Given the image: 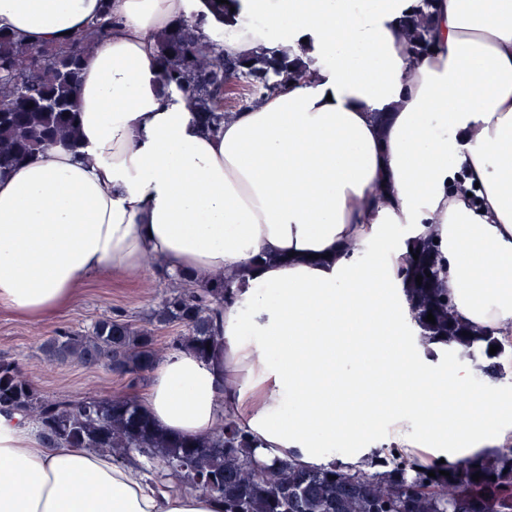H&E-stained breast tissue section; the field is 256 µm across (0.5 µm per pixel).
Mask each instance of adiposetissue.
I'll return each instance as SVG.
<instances>
[{
	"mask_svg": "<svg viewBox=\"0 0 512 512\" xmlns=\"http://www.w3.org/2000/svg\"><path fill=\"white\" fill-rule=\"evenodd\" d=\"M106 4L77 149L0 176V309L48 320L149 259L221 274L215 355L166 356L140 400L167 435L229 416L263 463L341 447L353 469L384 446L435 466L512 445V385L476 386L460 347L423 339L405 278L436 241L456 317L512 341V0H433L416 59L404 20L422 0H236L222 23L205 0H0V28L61 45ZM193 13L225 55L286 54L306 77L206 130L158 71L156 35ZM219 510L0 415V512Z\"/></svg>",
	"mask_w": 512,
	"mask_h": 512,
	"instance_id": "obj_1",
	"label": "adipose tissue"
}]
</instances>
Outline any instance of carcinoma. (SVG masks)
I'll use <instances>...</instances> for the list:
<instances>
[{
	"mask_svg": "<svg viewBox=\"0 0 512 512\" xmlns=\"http://www.w3.org/2000/svg\"><path fill=\"white\" fill-rule=\"evenodd\" d=\"M112 26L109 11L65 45L36 47L0 29V176L30 161L53 145L76 147V96L85 56ZM416 54L428 49L427 14L404 23ZM161 79L188 94L199 121L215 130L236 106L272 95L288 80L302 77L306 65L287 55L229 58L222 33L211 37L201 23L180 20L156 36ZM413 285L415 317L429 340L452 341L470 357L481 337L452 313L448 292L435 287L431 244L418 245ZM153 311L150 326L101 318L86 331L49 338L42 352L49 361L74 360L101 365L140 381L158 362L155 331L183 327L172 346L201 359L217 346L216 316L226 300L224 276L211 288H195L179 278ZM433 314L435 323L426 321ZM0 413L23 416L48 446L70 445L125 456L137 449L165 465L179 466L187 483L215 498L223 512H512V446L480 462L459 459L445 470H416L396 448L377 457L371 471L341 464L303 467L290 460L262 464L254 459L252 441L228 420L224 429L195 439L171 437L158 429L130 397H49L23 376L18 360L0 355ZM435 476H428V472ZM479 474V481L472 475ZM496 479H491V476Z\"/></svg>",
	"mask_w": 512,
	"mask_h": 512,
	"instance_id": "cac0c4a2",
	"label": "carcinoma"
}]
</instances>
